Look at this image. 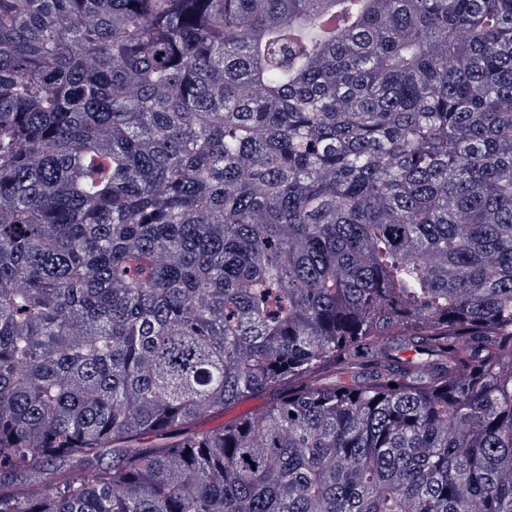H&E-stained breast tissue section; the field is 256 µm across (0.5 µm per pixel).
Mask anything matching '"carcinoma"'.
<instances>
[{
    "instance_id": "carcinoma-1",
    "label": "carcinoma",
    "mask_w": 512,
    "mask_h": 512,
    "mask_svg": "<svg viewBox=\"0 0 512 512\" xmlns=\"http://www.w3.org/2000/svg\"><path fill=\"white\" fill-rule=\"evenodd\" d=\"M0 512H512V0H0ZM268 406V395H256L245 401L229 405L224 409V415L209 416L199 420V428L214 430L228 423L251 415H258Z\"/></svg>"
}]
</instances>
